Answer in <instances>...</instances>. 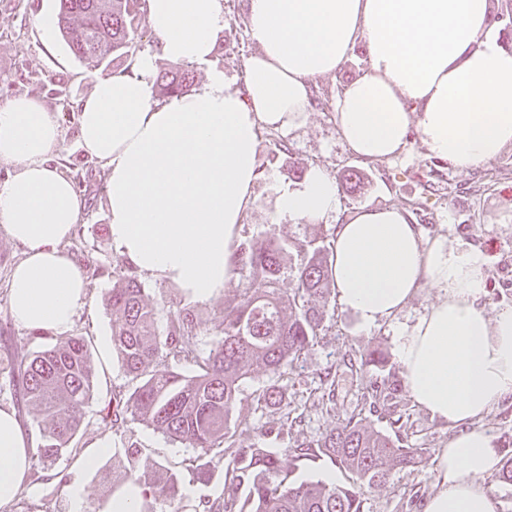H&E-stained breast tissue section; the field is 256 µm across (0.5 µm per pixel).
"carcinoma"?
Returning a JSON list of instances; mask_svg holds the SVG:
<instances>
[{
	"label": "carcinoma",
	"instance_id": "1",
	"mask_svg": "<svg viewBox=\"0 0 512 512\" xmlns=\"http://www.w3.org/2000/svg\"><path fill=\"white\" fill-rule=\"evenodd\" d=\"M57 25L62 39L80 61L94 66L107 57L131 59L135 40L146 25L145 0H59ZM194 81L187 65L161 71L156 82L165 95L184 94ZM365 175L346 169L339 184L354 194ZM236 263L247 271L240 294L224 305L220 337L203 354L198 349L197 317L189 307L170 314L158 331V310L145 299L133 274L112 284L106 309L112 316L113 343L129 387L100 410L101 421L114 428L137 424L197 453L193 481L206 484L216 464L229 460L220 500L200 501L202 512H362V488L377 487L389 467L418 463L416 448H404L389 434L349 417L321 437L292 449V462L267 448L243 445L232 426L240 386L260 368L273 383L257 395L268 408L280 404V383L316 338L323 309L334 289L329 248L304 245L275 227L262 239L240 245ZM295 277L293 292L281 288L285 270ZM193 366L190 373L174 369ZM24 405L48 421L40 429L36 465L52 466L73 452L92 397L94 368L83 336H68L42 350L0 361ZM320 455L353 475L348 486L289 479L294 463ZM110 490L128 482L145 488L137 512H168L182 498L183 482L165 467L141 456L137 448L112 454L103 465Z\"/></svg>",
	"mask_w": 512,
	"mask_h": 512
}]
</instances>
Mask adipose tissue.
<instances>
[{
  "label": "adipose tissue",
  "mask_w": 512,
  "mask_h": 512,
  "mask_svg": "<svg viewBox=\"0 0 512 512\" xmlns=\"http://www.w3.org/2000/svg\"><path fill=\"white\" fill-rule=\"evenodd\" d=\"M158 53L103 77L80 100L79 140L107 173L109 234L139 274L177 285L191 302L237 275L239 228L252 209L258 133L303 125L315 81L335 73L357 42L363 73L336 102V127L365 160L400 153L410 130L449 168H479L512 146V46L498 35L491 0H248L256 47L237 87L212 66L228 25L223 0H146ZM208 65L187 95L158 101L157 57ZM59 126L37 100L0 108V227L23 250L9 281L16 321L64 333L87 297L82 271L60 248L84 203L54 164ZM339 205L317 165L281 189L272 223L313 224ZM332 276L339 304L367 329L395 317L420 288L438 292L398 331L396 354L414 404L457 433L440 451L424 512H494L484 481L499 464L479 420L512 394V309L481 302L486 258L466 241L423 240L409 213L371 207L337 225ZM35 446L14 410L0 408V507L25 488Z\"/></svg>",
  "instance_id": "ef3b65f1"
}]
</instances>
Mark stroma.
I'll return each instance as SVG.
<instances>
[{
  "instance_id": "35a3bbf8",
  "label": "stroma",
  "mask_w": 512,
  "mask_h": 512,
  "mask_svg": "<svg viewBox=\"0 0 512 512\" xmlns=\"http://www.w3.org/2000/svg\"><path fill=\"white\" fill-rule=\"evenodd\" d=\"M59 9L58 0H0V106L10 100L33 95L57 119L61 130V162L73 176L74 188L85 201V209L63 251L80 265L88 290L89 305L72 328L85 336L92 353L95 381L86 416L77 436V450L61 459L48 472H33L22 493L26 500L46 505L49 512H70V485L79 481L85 502L95 506L109 495V486L94 470L81 469V459L97 441L111 447L134 445L143 457L158 461L174 472L186 473L195 452L171 443L162 434L139 425L124 430L105 427L98 412L114 392L125 389L128 380L112 341V318L106 298L112 282L127 264L117 255L108 231L107 180L104 171L78 147V115L70 107L85 97L94 83L112 75V62L92 67L76 59L60 33L44 34L39 19ZM228 26L219 38L212 65L224 70L238 85L248 79L247 60L255 53L246 27V0H224ZM366 65L364 44H357L350 59L336 74L319 78L312 88V109L305 124L285 132L261 131L258 152L256 200L239 231L240 242L264 236L271 229L279 186L303 179L308 168L322 166L329 176L345 169L362 171L365 185L354 195L341 194L340 210L318 224L282 223L289 236L300 240L332 241L335 224L363 207L397 206L412 216L424 236L464 240L478 247L487 260L484 301L489 313L512 307V147L470 172L449 169L428 155L418 135H411L404 151L388 160L365 161L353 154L339 136L335 102L344 87ZM22 251L0 232V358L27 354L41 345L30 329L16 323L9 309L8 285ZM246 282L238 272L223 293L197 305L199 347L208 350L219 335L224 304L238 294ZM435 299L430 288L419 289L398 318L362 329L353 314L337 301L324 310L316 339L304 352L282 390L280 409L257 406L255 397L269 382L263 371H255L242 386L235 418L242 440L274 451L288 460L291 448L320 437L341 420L355 416L385 431L399 419V442L419 449L421 463L392 468L380 487L363 488V512H422L423 502L436 485V460L447 447L454 430L416 407L406 388L395 399L370 407L380 372L369 366L352 372L348 361L371 350H382L388 369L400 373L395 350V332L412 324ZM335 377L333 395L321 383L325 374ZM296 418L294 426L283 416ZM492 435L500 460L512 457V396L494 406L479 422Z\"/></svg>"
}]
</instances>
